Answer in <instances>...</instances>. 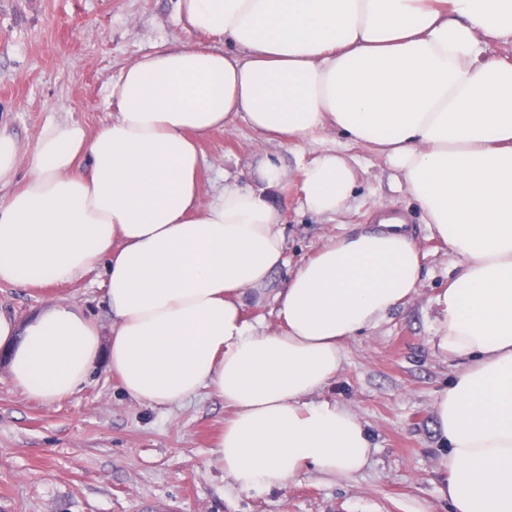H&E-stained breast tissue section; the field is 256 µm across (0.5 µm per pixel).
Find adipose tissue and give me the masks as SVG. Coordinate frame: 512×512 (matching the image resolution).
I'll return each instance as SVG.
<instances>
[{
  "mask_svg": "<svg viewBox=\"0 0 512 512\" xmlns=\"http://www.w3.org/2000/svg\"><path fill=\"white\" fill-rule=\"evenodd\" d=\"M195 32L230 50L170 46L127 66L119 112L96 133L49 124L35 144L0 128V285L64 284L104 263L112 334L58 303L18 324L0 310L13 384L52 403L106 361L157 407L203 392L233 410L215 447L245 493L308 470L352 481L374 444L348 407L316 400L344 344L421 284L404 224L332 238L276 294L280 330L244 318L285 263L271 190L228 186L200 201L199 139L236 119L286 145L338 131L394 170L457 274L429 343L454 371L434 415L440 493L452 512H512V0H178ZM26 178H19V171ZM355 170L328 150L303 168L302 206L325 217Z\"/></svg>",
  "mask_w": 512,
  "mask_h": 512,
  "instance_id": "adipose-tissue-1",
  "label": "adipose tissue"
}]
</instances>
